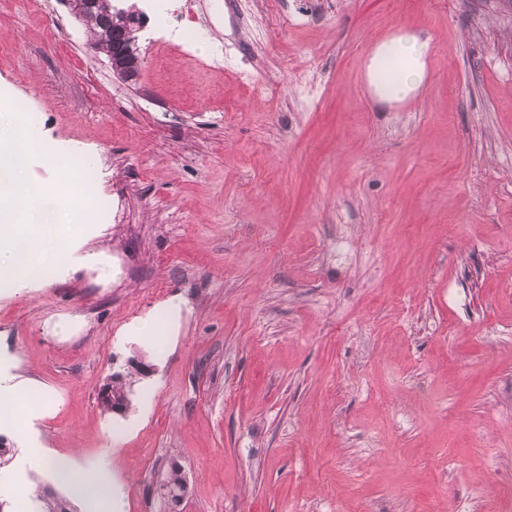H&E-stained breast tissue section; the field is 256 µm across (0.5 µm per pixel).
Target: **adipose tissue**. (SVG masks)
<instances>
[{
	"instance_id": "ef3b65f1",
	"label": "adipose tissue",
	"mask_w": 512,
	"mask_h": 512,
	"mask_svg": "<svg viewBox=\"0 0 512 512\" xmlns=\"http://www.w3.org/2000/svg\"><path fill=\"white\" fill-rule=\"evenodd\" d=\"M427 45L411 34L380 44L369 65L377 73L395 64L393 78L376 83L375 91L388 102H400L414 96L425 77L424 57ZM28 153L17 131L0 126V286L21 281H42L49 265L47 249H54L53 262L68 261L67 236L58 230L56 219L47 217L42 204L48 194H56L68 203L64 182L31 183L26 175ZM35 469L50 471L62 486L89 512H125L126 491L102 471L77 469L39 453H31Z\"/></svg>"
}]
</instances>
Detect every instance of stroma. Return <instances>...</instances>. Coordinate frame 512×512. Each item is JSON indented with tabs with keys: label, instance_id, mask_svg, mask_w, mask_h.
Listing matches in <instances>:
<instances>
[{
	"label": "stroma",
	"instance_id": "1",
	"mask_svg": "<svg viewBox=\"0 0 512 512\" xmlns=\"http://www.w3.org/2000/svg\"><path fill=\"white\" fill-rule=\"evenodd\" d=\"M31 2L0 0L26 175L94 151L110 215L71 216L51 283L0 288V371L46 396L0 428L11 475L52 487L38 448L108 466L127 512H161L173 462L184 512H512V0H282L284 27L239 0L250 84L212 65L224 0L201 44L140 42L135 83ZM410 32L423 85L381 101L367 66ZM173 297L155 362L124 329ZM128 376L131 377V374H112L110 381L107 383V387L111 390V393L104 398L102 404L106 411L111 413H120V409L118 407L112 408V401L114 400L119 401L122 404L125 413L130 409V407H132L130 390L126 389V382H123L126 381L124 379H127Z\"/></svg>",
	"mask_w": 512,
	"mask_h": 512
}]
</instances>
